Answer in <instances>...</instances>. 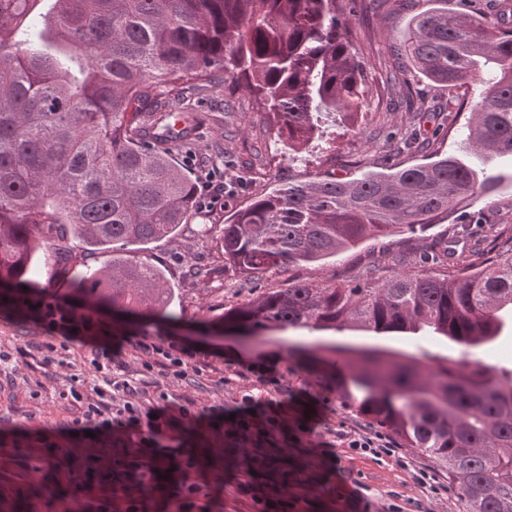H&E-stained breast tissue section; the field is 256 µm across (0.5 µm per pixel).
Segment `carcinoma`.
<instances>
[{"mask_svg":"<svg viewBox=\"0 0 512 512\" xmlns=\"http://www.w3.org/2000/svg\"><path fill=\"white\" fill-rule=\"evenodd\" d=\"M361 0H0V308L40 311L30 273L42 249L81 267L75 300L143 318H175L163 273L120 256L174 237L196 201L173 143L196 116L177 89L224 82L256 98L277 141L295 153L317 115L362 111L369 92L349 29ZM427 8L407 23L397 53L448 89L478 85L464 142L477 156L512 158V17L479 0ZM178 138L169 136L175 122ZM356 178L307 173L236 210L224 224V262L256 283L400 229L450 217L492 180L453 154ZM108 259L93 265L100 256ZM442 273L322 284L295 279L224 314L243 336L307 327L405 339L426 330L463 349L500 337L512 312V237L493 256ZM466 353L423 364L412 353L366 348L330 370L312 352L289 358L319 385L448 473L467 512H512V370Z\"/></svg>","mask_w":512,"mask_h":512,"instance_id":"carcinoma-1","label":"carcinoma"}]
</instances>
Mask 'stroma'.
Listing matches in <instances>:
<instances>
[{
    "label": "stroma",
    "mask_w": 512,
    "mask_h": 512,
    "mask_svg": "<svg viewBox=\"0 0 512 512\" xmlns=\"http://www.w3.org/2000/svg\"><path fill=\"white\" fill-rule=\"evenodd\" d=\"M415 11L413 0L400 7L392 0H375L366 16L353 21L351 41L367 63L371 94L356 125H348L340 113L323 118L301 162L289 163L287 146L275 141L249 93L225 89L219 80L196 89V145L176 153L175 160L195 178L212 173L224 186V198L212 207L196 206L174 239L136 246L128 254L131 261L162 270L172 288L176 321L147 320L119 332L101 315L90 325L72 320L70 332L64 333L52 328L48 319L24 322L0 311V350L11 355L0 364V512H96L114 485L138 482V472L126 469L124 459L155 446L178 448L199 460L195 477L209 492L213 512H249V499L237 492L238 483L248 478L245 455L225 433L243 427L258 432L271 417L284 425L276 436L273 460L288 474V488L280 493L287 512H387L393 503L406 512H466L446 472L438 474V490L417 483L416 470L435 466L419 449H406L402 465L348 448L339 449V466L326 461L320 450L335 444L337 429L363 428L367 422L354 409L338 404L334 394L288 358L292 345L315 348L328 357L338 345H389L444 355L446 344L425 332L413 341L351 330L297 329L251 339L229 331L207 332L223 324L225 310L247 303L257 292L243 287L238 272L224 261L219 230L228 215L269 192L274 182L307 171L357 176L384 170L387 133L406 132L413 121L408 103L387 81L407 61L395 58L388 44L399 40ZM433 147L485 169L494 178V190L425 229L372 237L348 253L309 267L272 270L259 290L284 288L290 279L308 276L325 284L358 279L396 254L407 259L401 274L424 267L438 271L449 259L470 260L474 246L486 248L512 237V160L476 157L458 129ZM204 224L215 225V233L200 236ZM199 260L211 270L204 282L187 274ZM142 336L187 351L193 362L203 364L202 375L186 381L151 377L133 347ZM41 342L53 343L60 361L47 373L34 349ZM95 345L110 346L118 354L125 379L149 381L145 406L179 403L197 414V421L160 435L145 427L128 429L116 444L93 423L86 432L71 435V421L81 416L84 401L94 398V388L101 383L90 364ZM72 388L83 395V402H73L68 394ZM39 458L49 465L37 472L33 466Z\"/></svg>",
    "instance_id": "stroma-1"
}]
</instances>
